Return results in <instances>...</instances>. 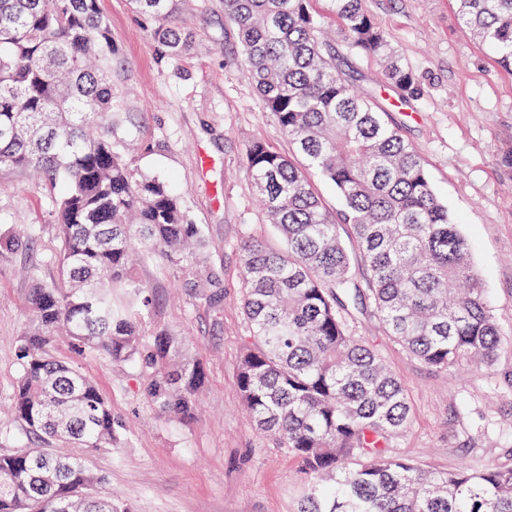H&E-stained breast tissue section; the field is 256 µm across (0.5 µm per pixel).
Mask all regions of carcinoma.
Wrapping results in <instances>:
<instances>
[{"mask_svg": "<svg viewBox=\"0 0 512 512\" xmlns=\"http://www.w3.org/2000/svg\"><path fill=\"white\" fill-rule=\"evenodd\" d=\"M97 2L0 0V172L37 174L61 228L58 277L44 284L30 273L31 320L16 338L11 422L32 445L0 451V512H130L88 459L121 425L97 384L54 356L57 337L138 366L163 418L190 416L202 387L183 337L161 329L149 347L140 332L151 296L134 265L159 253L201 267L204 238L170 184L128 159L140 130L114 100L117 50ZM133 2L164 57L193 49L195 32L178 21L184 0ZM315 2L224 0L246 75L295 154L254 141L243 155L275 230L241 241L244 412L300 461L297 512H512V468L433 472L391 451L411 405L352 334L349 307L370 309L398 345L443 372L489 367L512 339L422 159L343 71ZM454 3L463 30L512 71V0ZM330 4L351 52L378 58L401 99L418 97L416 74L363 0ZM307 167L339 208L313 191Z\"/></svg>", "mask_w": 512, "mask_h": 512, "instance_id": "carcinoma-1", "label": "carcinoma"}]
</instances>
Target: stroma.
Here are the masks:
<instances>
[{
    "label": "stroma",
    "mask_w": 512,
    "mask_h": 512,
    "mask_svg": "<svg viewBox=\"0 0 512 512\" xmlns=\"http://www.w3.org/2000/svg\"><path fill=\"white\" fill-rule=\"evenodd\" d=\"M395 53L418 76L422 92L403 102L380 63L351 54L336 19L323 12L338 55L351 61L364 88L422 158L437 195L459 219L489 303L512 335V72L461 28L450 0H364ZM118 50L112 79L140 125L139 172L174 180L205 240V269L154 255L137 266L154 304L142 316L145 337L159 329L184 336L204 390L198 413L163 420L143 397L144 377L98 353L58 342L54 353L99 385L122 424L120 439L90 462L131 512H297L300 462L251 427L238 389V361L248 330L241 292L245 233L269 234L252 176L243 162L254 139L288 154L292 146L248 81L224 0H190L197 40L190 53L161 61L152 25L129 0H99ZM34 225L26 247L0 251V409L18 375L15 341L29 319L33 279L55 280L60 238L48 196L25 176L0 174V236ZM217 276L222 301L202 282ZM349 326L404 384L412 420L395 442L398 455L445 471L512 467V349L489 369L446 374L426 368L366 313Z\"/></svg>",
    "instance_id": "35a3bbf8"
}]
</instances>
